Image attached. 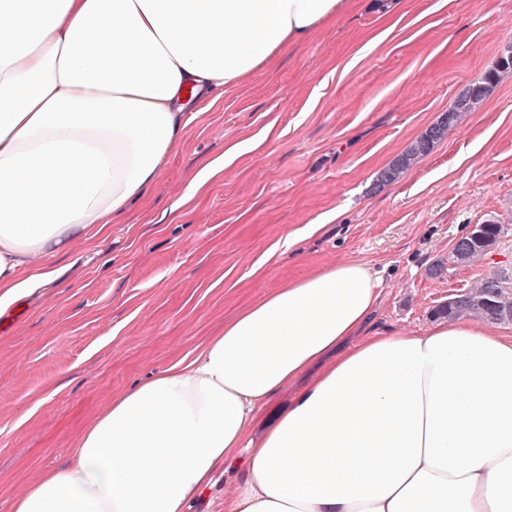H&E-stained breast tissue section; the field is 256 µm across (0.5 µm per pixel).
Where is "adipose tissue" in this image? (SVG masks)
<instances>
[{
  "mask_svg": "<svg viewBox=\"0 0 512 512\" xmlns=\"http://www.w3.org/2000/svg\"><path fill=\"white\" fill-rule=\"evenodd\" d=\"M350 6L0 0V309L146 203L199 104ZM380 295L359 262L268 290L114 399L12 512H190L221 480L224 512H512V336L466 317L371 333Z\"/></svg>",
  "mask_w": 512,
  "mask_h": 512,
  "instance_id": "obj_1",
  "label": "adipose tissue"
}]
</instances>
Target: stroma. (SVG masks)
Listing matches in <instances>:
<instances>
[{
  "label": "stroma",
  "mask_w": 512,
  "mask_h": 512,
  "mask_svg": "<svg viewBox=\"0 0 512 512\" xmlns=\"http://www.w3.org/2000/svg\"><path fill=\"white\" fill-rule=\"evenodd\" d=\"M399 3L385 19L378 0H355L203 108L147 205L45 260L57 279L0 320V512L17 481L65 464L112 399L195 356L290 277L364 263L382 278L371 330L421 333L451 295L512 265L511 230L474 265L427 274L473 225L512 227V76L398 180L377 182L512 45V0Z\"/></svg>",
  "instance_id": "35a3bbf8"
}]
</instances>
